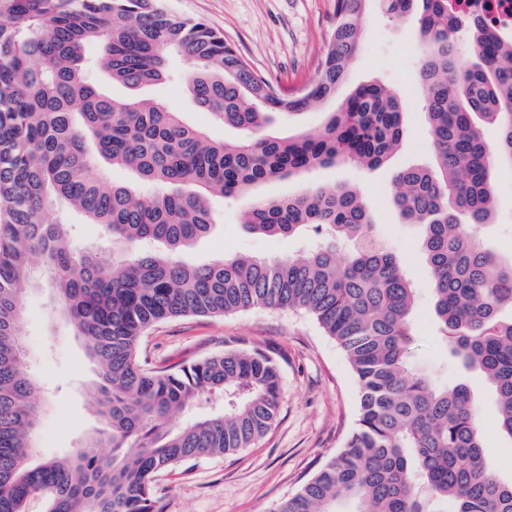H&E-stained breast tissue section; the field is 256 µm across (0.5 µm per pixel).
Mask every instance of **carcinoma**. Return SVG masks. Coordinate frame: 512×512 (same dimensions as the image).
Returning <instances> with one entry per match:
<instances>
[{
    "instance_id": "1",
    "label": "carcinoma",
    "mask_w": 512,
    "mask_h": 512,
    "mask_svg": "<svg viewBox=\"0 0 512 512\" xmlns=\"http://www.w3.org/2000/svg\"><path fill=\"white\" fill-rule=\"evenodd\" d=\"M370 0H336L328 41L302 93L254 70L212 25L171 15L161 0H0V512H161L155 475L185 460L233 454L277 422L276 357L230 350L156 367L140 360L155 324L251 307L302 310L346 355L359 413L343 447L275 512H512V481L489 467L478 407L464 383L442 385L410 363L415 291L399 257L378 242L354 190L325 184L258 198L262 184L340 162L373 169L401 144L403 107L378 83L357 86L316 133L285 137L272 112H300L334 95L364 35ZM413 22L434 154L396 173L393 199L420 227L436 339L495 396L499 433L512 440V257L480 241L494 169L512 166V39L448 14V0H378ZM476 55L461 58V40ZM198 108L240 131L215 140L154 99H117L99 68L129 88L161 81L171 55ZM496 126L494 146L477 121ZM124 169L135 182L108 183ZM252 197V232L311 231L304 256L222 255L190 265L181 253L217 224L212 198ZM98 224L116 249L72 244L49 211ZM41 258L35 267L32 257ZM98 367L106 429L68 458L34 465L43 410L25 370L23 311L38 278ZM224 395L221 412L174 427L172 416ZM108 447V455L97 448Z\"/></svg>"
}]
</instances>
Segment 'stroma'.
Returning a JSON list of instances; mask_svg holds the SVG:
<instances>
[{"mask_svg":"<svg viewBox=\"0 0 512 512\" xmlns=\"http://www.w3.org/2000/svg\"><path fill=\"white\" fill-rule=\"evenodd\" d=\"M336 0H165L181 19H202L223 34L252 66L284 88L295 90L315 76L331 29ZM422 59L410 21L388 17L370 5L364 40L340 89L378 82L403 105L404 135L398 150L381 167L368 171L339 164L301 178L265 184L260 194L296 196L321 184L356 189L369 207L376 231L400 257L417 296L414 313V367L435 370L441 382L466 378L480 410L485 455L503 479H512V442L498 433L494 395L478 374L464 373L433 337V300L426 264L419 250L420 230L406 223L392 203L394 171L433 165L426 132L423 91L418 84ZM172 78L148 88L149 96L181 113L214 139L236 132L212 120L195 104L177 74L185 69L172 57ZM339 98L299 114H277L272 127L284 136L313 132L335 111ZM496 208L482 235L503 256L512 255V169L495 173ZM245 199L214 198L219 222L213 232L182 254L198 264L225 253L258 258H286L313 247V234L267 237L249 232L240 214ZM24 321L27 370L40 383L45 410L38 434V457L75 453L100 429L95 413L94 365L53 297L49 286L29 292ZM273 350L281 365L283 395L279 418L257 444L234 454L190 459L159 472L154 490L163 512H274L342 447L357 414L356 378L341 349L304 312L255 307L224 317H180L159 323L143 338L141 354L167 366L202 359L228 349Z\"/></svg>","mask_w":512,"mask_h":512,"instance_id":"1","label":"stroma"}]
</instances>
